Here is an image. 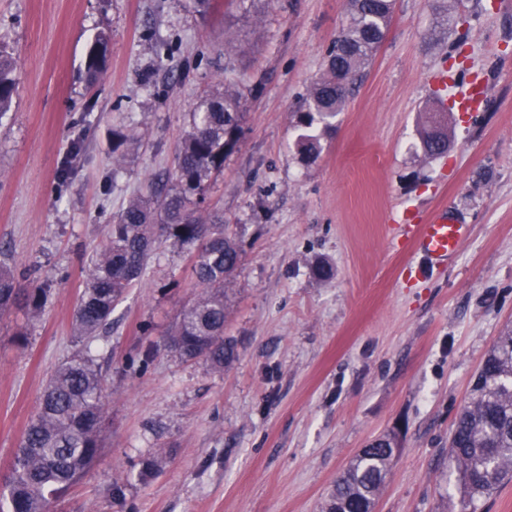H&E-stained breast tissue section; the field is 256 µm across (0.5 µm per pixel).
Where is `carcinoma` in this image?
<instances>
[{
  "label": "carcinoma",
  "instance_id": "cac0c4a2",
  "mask_svg": "<svg viewBox=\"0 0 512 512\" xmlns=\"http://www.w3.org/2000/svg\"><path fill=\"white\" fill-rule=\"evenodd\" d=\"M395 0H349L347 25L328 51V75L313 86L294 112L295 146L300 159L315 161L322 151L319 125L329 124L347 102L355 81L382 43ZM109 37L101 32L88 49L87 80L92 85L105 67ZM17 61L0 46V118L12 108ZM243 104L224 89L199 99L174 168L155 183L154 196L129 200L107 225L103 246L89 258L86 285L74 313V330L85 351L50 374L41 404L0 476V512H51L55 494L77 484L99 459L104 435V387L90 354L100 334L112 329V311L139 283L163 243L185 252L192 277L202 288L163 336L160 347L183 362L202 361L216 371L236 358L234 341L224 335L227 293L239 266L237 241L224 220L198 214L212 179L224 171L241 135ZM445 116L432 113L421 132L424 152L438 156L448 147ZM133 132L112 131V152L124 157L140 147ZM45 289L16 277L0 265V315L23 305L42 310ZM400 449L383 436L354 458L337 478L328 509L367 512ZM448 461L457 474L460 512H477L479 503L512 480V330L498 337L475 378L470 398L457 415L448 439Z\"/></svg>",
  "mask_w": 512,
  "mask_h": 512
}]
</instances>
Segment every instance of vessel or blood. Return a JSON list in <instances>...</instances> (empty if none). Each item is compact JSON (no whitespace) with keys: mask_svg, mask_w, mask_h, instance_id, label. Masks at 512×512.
Segmentation results:
<instances>
[{"mask_svg":"<svg viewBox=\"0 0 512 512\" xmlns=\"http://www.w3.org/2000/svg\"><path fill=\"white\" fill-rule=\"evenodd\" d=\"M397 231L433 263L447 260L460 248L466 236L465 225L459 224L444 209L435 212L424 223L398 225Z\"/></svg>","mask_w":512,"mask_h":512,"instance_id":"obj_1","label":"vessel or blood"}]
</instances>
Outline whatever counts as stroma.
<instances>
[{
    "instance_id": "35a3bbf8",
    "label": "stroma",
    "mask_w": 512,
    "mask_h": 512,
    "mask_svg": "<svg viewBox=\"0 0 512 512\" xmlns=\"http://www.w3.org/2000/svg\"><path fill=\"white\" fill-rule=\"evenodd\" d=\"M348 7L215 0L203 18L192 0H0V43L19 63L0 119V261L46 290L39 317L0 316V473L48 375L81 347L74 308L108 224L173 168L199 98L229 75L245 100L238 147L203 205L243 254L226 326L238 356L218 372L159 349L197 292L187 257L163 245L92 346L104 446L54 512H322L337 475L393 430L403 447L375 512H458L448 437L512 328V0H396L308 164L292 114ZM100 31L108 64L91 85ZM442 69L446 99L476 79L485 98L477 112L448 109L450 147L435 158L420 131ZM117 128L142 139L122 159ZM442 206L467 237L434 265L392 227ZM320 263L331 278L315 275ZM109 37L105 32L95 36L88 49L87 80L94 84L105 67Z\"/></svg>"
}]
</instances>
